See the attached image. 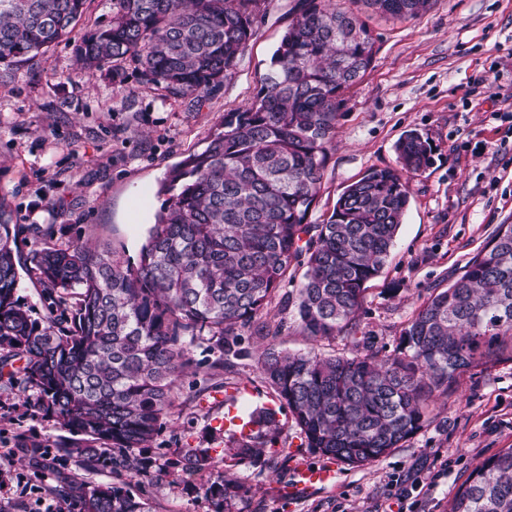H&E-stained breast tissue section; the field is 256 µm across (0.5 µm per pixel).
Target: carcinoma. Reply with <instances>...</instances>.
I'll return each instance as SVG.
<instances>
[{"instance_id":"obj_1","label":"carcinoma","mask_w":512,"mask_h":512,"mask_svg":"<svg viewBox=\"0 0 512 512\" xmlns=\"http://www.w3.org/2000/svg\"><path fill=\"white\" fill-rule=\"evenodd\" d=\"M86 0H0V71L8 74L63 41ZM261 0H112L109 19L77 49L89 73L131 61L170 94L201 101L235 74L254 36ZM433 0H362L397 20ZM376 39L366 19L333 0H300L251 104L228 112L200 153L186 156L160 193L165 203L131 265L108 243L30 251L25 270L46 299L75 291L72 317H31L17 297L19 248L38 224H15L0 201V350L23 360L37 408L73 435L68 455L89 469L112 458L99 443L146 448L188 366L183 342L208 337L224 365L242 354L240 331L273 336L258 322L297 268L284 295L313 339L347 335L348 355L275 347L258 358L306 447L349 466L400 448L427 419L428 401L458 371L497 356L512 340V223L497 226L448 288L407 323L402 346L381 358L354 336L366 284L384 267L410 202L407 174L430 163L431 146L409 130L396 143L400 168H372L346 186L319 224L310 221L346 94L370 69ZM257 430L224 449L238 463L275 443L269 412ZM207 494L232 512L247 494L224 478ZM64 512H150L127 490L70 482ZM451 512H512V448L477 467Z\"/></svg>"}]
</instances>
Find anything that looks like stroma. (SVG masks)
Here are the masks:
<instances>
[{
	"label": "stroma",
	"mask_w": 512,
	"mask_h": 512,
	"mask_svg": "<svg viewBox=\"0 0 512 512\" xmlns=\"http://www.w3.org/2000/svg\"><path fill=\"white\" fill-rule=\"evenodd\" d=\"M299 0H261L256 33L236 74L202 105L168 94L135 66L89 75L76 64L85 35L110 16V0H88L67 40L0 78V199L17 224L52 233L23 238L36 247L112 242L131 262L164 198L159 189L185 155L203 150L225 113L248 106ZM372 68L347 95L322 181L318 211L368 169L397 167L395 145L409 129L432 148L431 165L411 175V198L380 275L367 284L358 337L380 356L397 353L419 305L462 274L496 226L512 220V0H434L412 20L372 17ZM264 319L279 330L274 347L340 355L349 339L306 336L294 309L272 301ZM242 357L225 366L212 342H185L190 367L176 382L162 428L147 448H114L112 467L90 471L64 450L70 435L41 413L36 394L10 365L0 379V512H37L61 503L65 484L81 480L129 490L152 512H214L205 494L232 474L249 489L233 512H448L473 470L512 448V343L502 356L460 371L436 393L424 426L403 447L362 466L339 465L335 484L297 500L281 495L298 467L325 465L306 448L287 408L278 406L258 367L263 339L239 338ZM273 404L274 447L225 467L228 404ZM54 459L44 467L38 454ZM209 449L200 470L184 466L189 449ZM448 472L431 479L433 468ZM426 485L416 489L414 477Z\"/></svg>",
	"instance_id": "stroma-1"
}]
</instances>
